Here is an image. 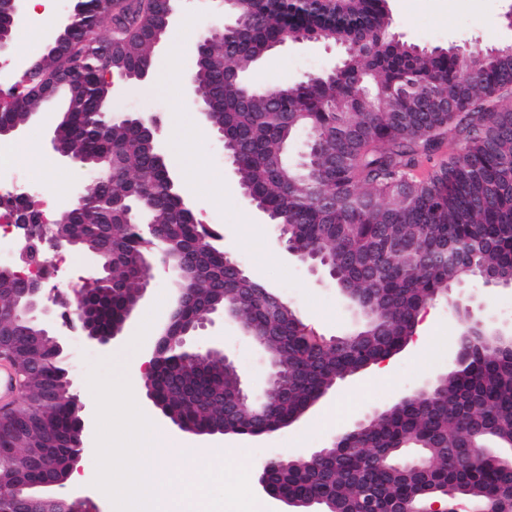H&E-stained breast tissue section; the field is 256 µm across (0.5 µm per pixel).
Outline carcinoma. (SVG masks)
Wrapping results in <instances>:
<instances>
[{"label":"carcinoma","mask_w":512,"mask_h":512,"mask_svg":"<svg viewBox=\"0 0 512 512\" xmlns=\"http://www.w3.org/2000/svg\"><path fill=\"white\" fill-rule=\"evenodd\" d=\"M250 24L212 38L194 72L208 113L207 124L231 148L242 190L263 209L268 223L288 224V238L304 255L327 260L324 269L361 316L362 326L343 345L326 350L292 318L270 315L272 290L224 271V256L197 224L173 181L169 164L151 138L149 121L114 120L96 114L107 93L100 70L138 74L152 64V39L169 25L143 13L134 0H77L75 21L59 44L48 45L38 69L14 104L0 110V127H21L41 105L64 102L54 135L74 158L112 167V180L96 179L82 200L54 225L55 233L79 241L99 261L102 285L83 298L100 330L109 332L138 303V267L146 248L133 226L145 218L161 226L169 251L191 262L179 280L188 308L181 319L232 304L236 316L274 337L269 355L288 380V398L266 411V429L298 417L340 381L397 354L411 339L425 306L448 295L451 282L479 271H512V56L484 50L466 65L451 52L402 47L378 61L366 48L335 74L269 88L242 102L231 90L235 77L255 63L264 48L302 35L305 22L284 27L263 15L268 5L253 0ZM125 32L112 56L99 57L91 27ZM329 42L358 29L376 40L391 30V17L365 4L348 24L315 23ZM445 94L456 108L420 110L424 92ZM297 115L284 123L279 113ZM306 130L326 160L308 168L288 161V146ZM455 147L448 159L414 179L423 158L443 154L446 135ZM23 363L37 371L13 417L0 420V447L10 452L0 471L12 485L37 483L64 463L77 444L72 389L62 347L48 338L33 353L15 342ZM191 431L221 419L219 397L236 386L216 360L187 365L165 361L144 382ZM441 399L417 393L389 416L370 418L348 438L336 461L321 467L295 460L278 466L282 486L306 512L321 501L323 512H390L411 497L417 508L444 488L481 512L496 500L509 508L512 470L491 467L469 448L512 455V335L487 336L468 347L459 364L435 380ZM425 449L426 468L398 465L406 447Z\"/></svg>","instance_id":"cac0c4a2"}]
</instances>
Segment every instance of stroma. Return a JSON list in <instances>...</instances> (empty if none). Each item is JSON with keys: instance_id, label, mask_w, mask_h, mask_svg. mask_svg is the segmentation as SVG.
<instances>
[{"instance_id": "obj_1", "label": "stroma", "mask_w": 512, "mask_h": 512, "mask_svg": "<svg viewBox=\"0 0 512 512\" xmlns=\"http://www.w3.org/2000/svg\"><path fill=\"white\" fill-rule=\"evenodd\" d=\"M190 11L183 25L168 30L155 48L154 67L148 77L133 86L119 100L124 111L154 118L160 125L165 155L179 184L185 203L199 223L211 227L220 237L219 245L234 255L251 277L275 290L319 336L346 334L353 316L339 297L329 276L311 275L306 266L289 256L276 242L277 232L244 197L233 166L224 159V149L215 132L198 140L197 131L206 122L189 103L191 90L186 80L194 67L193 44L199 33L222 24V11L211 0H189ZM392 28L404 41L425 48L457 45L490 48L512 41V0H388ZM339 50L326 43H306L278 47L268 52L248 71L250 81L272 87L293 84L307 75L337 63ZM53 108L28 121L9 145L0 150V169L18 174L40 190L39 199L49 211L61 212L74 204L91 180L78 163L61 158L49 145ZM177 277L156 268L154 279L126 320L122 331L110 344L88 341L82 329L68 331L63 357L73 380V388L95 415L96 402L88 385L91 368L106 363L118 370L124 363H137L147 356L154 339L166 323L177 298ZM433 328L436 341L425 358L404 349L390 360L391 377L370 389L361 384L368 371L340 382L289 426L258 437L230 438L221 434L198 435L173 425L147 398L138 392L142 412L153 424V441L171 443L163 458L171 467L182 465L201 448L240 447L253 460L276 452L286 457L329 447L336 435L372 410H384L403 396L413 394L428 379L448 370L459 323L447 301L434 302ZM223 343L238 369L255 392L265 387L267 362L262 351L240 335L235 324L216 322L200 336L203 344ZM96 426L88 424L86 451L68 480L58 487L59 495L91 501L98 512H111L110 499L97 487Z\"/></svg>"}]
</instances>
